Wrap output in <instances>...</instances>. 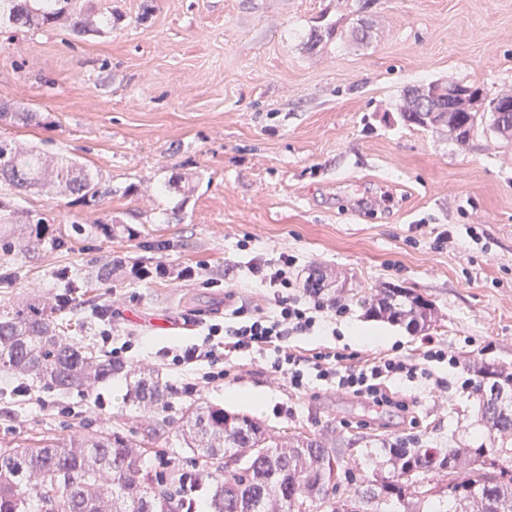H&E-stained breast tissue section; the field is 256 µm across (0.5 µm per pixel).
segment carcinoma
<instances>
[{
  "mask_svg": "<svg viewBox=\"0 0 512 512\" xmlns=\"http://www.w3.org/2000/svg\"><path fill=\"white\" fill-rule=\"evenodd\" d=\"M0 21L16 28L59 25L76 35L94 30L99 20L78 0H0ZM509 93L486 98L479 88L448 108V94L437 83L407 92L402 120L422 126L424 104L440 110L432 124L448 128L458 140L468 138L483 119L503 137H512V112L501 114ZM0 182L15 189H36L49 199L67 194L73 203L89 205L110 193L84 167L64 158H49L34 147L0 137ZM21 237L0 235L4 262L36 246L67 247L70 235L49 227L45 217L27 216ZM123 269L118 258L83 277L62 271L59 287L68 292L53 302L31 301L0 309V371L21 375L44 388L88 391L123 375L129 378L126 400L133 406L164 408L166 383L153 376L130 378L121 362L90 345L70 339L81 328L76 294L113 282ZM367 313L416 331L430 325L435 307L410 288L390 286L365 303ZM479 395L478 413L489 444L462 448H409L399 442L385 449L387 475L357 487L352 496L333 501L329 486L343 466L344 451L336 443L299 434L283 448L248 415L219 405L185 406L184 441L201 458L209 512H295L298 501L317 502L323 512H391L390 504L422 502L430 482H445L446 512H512V370L483 359L470 365ZM248 448H262L241 465L225 466ZM157 493L144 470L141 446L114 430L37 446L0 448V512H99V499L110 512H194L195 479L171 472Z\"/></svg>",
  "mask_w": 512,
  "mask_h": 512,
  "instance_id": "obj_1",
  "label": "carcinoma"
}]
</instances>
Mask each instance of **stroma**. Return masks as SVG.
Returning a JSON list of instances; mask_svg holds the SVG:
<instances>
[{
    "mask_svg": "<svg viewBox=\"0 0 512 512\" xmlns=\"http://www.w3.org/2000/svg\"><path fill=\"white\" fill-rule=\"evenodd\" d=\"M84 4L108 21L81 37L58 26L0 28V100L43 120L0 124V137L77 160L110 193L86 207L0 185L11 208L65 232L82 226L67 249L20 255L0 306L54 298L61 269L83 275L109 258L162 255L169 277L123 275L81 296L92 320L78 340L107 353L129 344L127 368L158 374L171 395L165 408L139 410L119 376L91 392L34 385L17 396L20 378L0 371V445L117 428L148 444L151 476L173 467L196 476L183 408L215 403L256 414L271 434L319 435L363 458L340 481L344 497L396 441L487 442L477 391L461 380L476 359L512 369V139L485 124L460 142L439 126L405 125L399 108L408 89L429 82L512 92V0H371L366 43L346 34L312 51L310 31L342 14L338 0H154L147 15L143 0ZM132 184L137 194H127ZM112 222L139 234L105 235ZM284 248L298 259V280L320 268L325 297L350 307L293 337L298 350L344 346L365 359L417 353L430 337L460 367L393 383L409 404L402 418L320 382L302 395L270 383L262 355L229 383L208 379L207 363L184 369L161 357L202 342L234 308L272 311L269 288L247 266ZM185 268L193 279H179ZM387 285L433 302L426 331L366 315L364 299ZM368 329L381 338L361 339ZM235 391L260 396L263 410Z\"/></svg>",
    "mask_w": 512,
    "mask_h": 512,
    "instance_id": "stroma-1",
    "label": "stroma"
}]
</instances>
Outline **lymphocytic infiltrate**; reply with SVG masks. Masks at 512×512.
Instances as JSON below:
<instances>
[{"mask_svg": "<svg viewBox=\"0 0 512 512\" xmlns=\"http://www.w3.org/2000/svg\"><path fill=\"white\" fill-rule=\"evenodd\" d=\"M294 255L280 251L277 257L252 263L250 274L271 290L275 306L273 314L257 313L234 324L212 325L205 344H193L179 350H164L173 365L190 366L200 362L219 367L221 378H231V365L225 364L228 353L254 354L273 352L266 371L273 382H287L295 392H305L310 380L324 382L336 391L368 400L377 406H395L407 411L408 406L395 401L386 390L389 383L417 376H430L433 365H457L456 357L433 339H426L418 357L400 353L375 356L352 362L349 354L321 350L301 354L291 344V336L308 333L320 322H330L348 310L339 299H324L310 292H298L293 279Z\"/></svg>", "mask_w": 512, "mask_h": 512, "instance_id": "f902f5d3", "label": "lymphocytic infiltrate"}]
</instances>
